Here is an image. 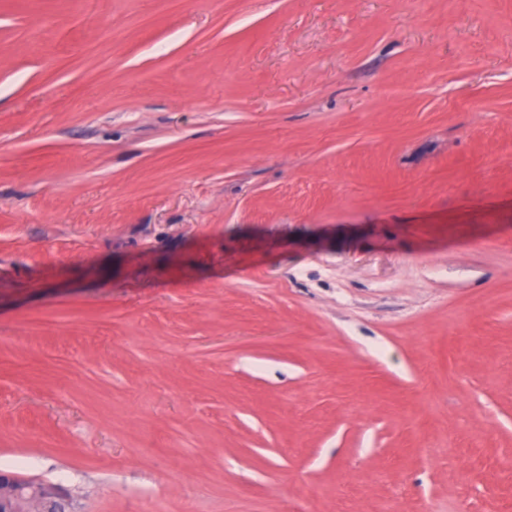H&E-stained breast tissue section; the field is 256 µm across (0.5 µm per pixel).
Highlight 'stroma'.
I'll return each instance as SVG.
<instances>
[{"instance_id":"stroma-1","label":"stroma","mask_w":512,"mask_h":512,"mask_svg":"<svg viewBox=\"0 0 512 512\" xmlns=\"http://www.w3.org/2000/svg\"><path fill=\"white\" fill-rule=\"evenodd\" d=\"M0 471L512 512V0H0Z\"/></svg>"}]
</instances>
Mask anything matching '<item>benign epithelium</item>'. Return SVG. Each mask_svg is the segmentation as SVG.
Returning <instances> with one entry per match:
<instances>
[{
    "label": "benign epithelium",
    "instance_id": "1",
    "mask_svg": "<svg viewBox=\"0 0 512 512\" xmlns=\"http://www.w3.org/2000/svg\"><path fill=\"white\" fill-rule=\"evenodd\" d=\"M63 500L55 484L0 473V512H64Z\"/></svg>",
    "mask_w": 512,
    "mask_h": 512
}]
</instances>
